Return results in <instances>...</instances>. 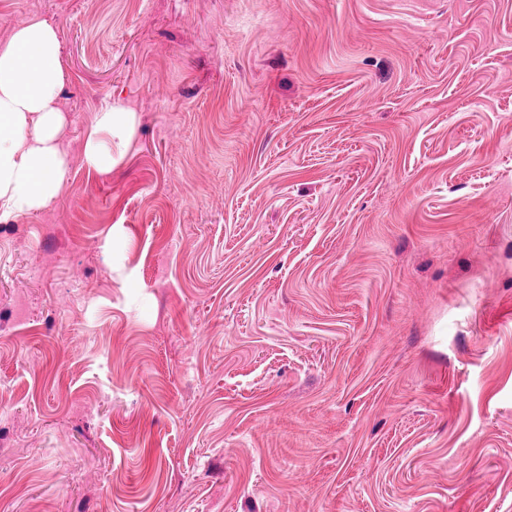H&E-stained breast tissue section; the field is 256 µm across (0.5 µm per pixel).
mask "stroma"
I'll list each match as a JSON object with an SVG mask.
<instances>
[{
	"instance_id": "stroma-1",
	"label": "stroma",
	"mask_w": 512,
	"mask_h": 512,
	"mask_svg": "<svg viewBox=\"0 0 512 512\" xmlns=\"http://www.w3.org/2000/svg\"><path fill=\"white\" fill-rule=\"evenodd\" d=\"M33 19L69 175L0 222V512H512V0ZM135 127V115L121 107L107 104L97 112L94 124L87 134L84 147L85 165L98 173L112 170V133L129 136Z\"/></svg>"
}]
</instances>
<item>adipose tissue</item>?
<instances>
[{"label": "adipose tissue", "mask_w": 512, "mask_h": 512, "mask_svg": "<svg viewBox=\"0 0 512 512\" xmlns=\"http://www.w3.org/2000/svg\"><path fill=\"white\" fill-rule=\"evenodd\" d=\"M65 75L61 41L48 21L35 19L0 44V219L36 212L55 200L68 178L59 145L64 115L57 105ZM135 115L105 105L87 134L84 163L112 169V136L131 135Z\"/></svg>", "instance_id": "1"}]
</instances>
